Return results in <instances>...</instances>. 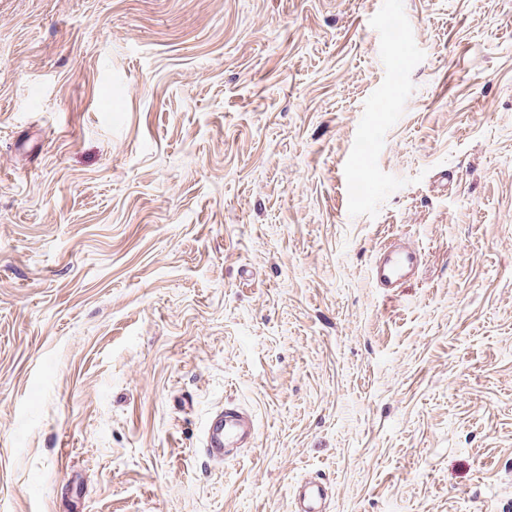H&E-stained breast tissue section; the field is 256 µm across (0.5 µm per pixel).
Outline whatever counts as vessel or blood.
<instances>
[{"mask_svg": "<svg viewBox=\"0 0 512 512\" xmlns=\"http://www.w3.org/2000/svg\"><path fill=\"white\" fill-rule=\"evenodd\" d=\"M423 263V252L413 242L398 239L381 247L371 264V279L385 294L408 287ZM257 427L251 415L228 405L209 419L202 435L201 448L212 462L220 463L237 449L253 446ZM331 493L320 478L301 482L292 497V512H327Z\"/></svg>", "mask_w": 512, "mask_h": 512, "instance_id": "obj_1", "label": "vessel or blood"}]
</instances>
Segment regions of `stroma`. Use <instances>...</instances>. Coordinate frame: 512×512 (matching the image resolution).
<instances>
[{
	"label": "stroma",
	"mask_w": 512,
	"mask_h": 512,
	"mask_svg": "<svg viewBox=\"0 0 512 512\" xmlns=\"http://www.w3.org/2000/svg\"><path fill=\"white\" fill-rule=\"evenodd\" d=\"M227 404L257 440L212 463ZM312 474L512 512V0H0V512ZM423 263V252L413 242L394 240L381 247L371 264V279L375 288L389 295L407 288L416 278Z\"/></svg>",
	"instance_id": "obj_1"
}]
</instances>
